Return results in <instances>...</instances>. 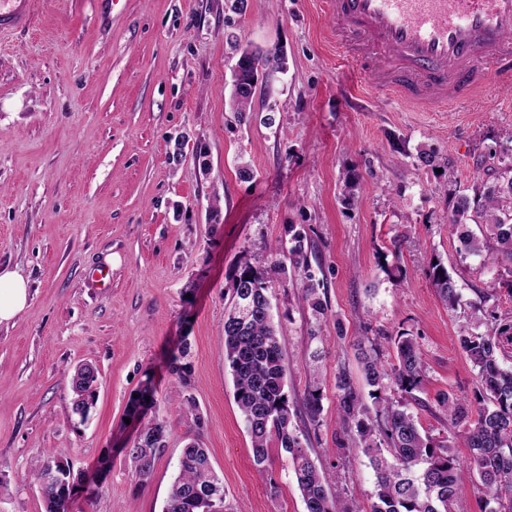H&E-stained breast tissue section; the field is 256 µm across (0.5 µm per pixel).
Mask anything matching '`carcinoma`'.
<instances>
[{
  "label": "carcinoma",
  "mask_w": 512,
  "mask_h": 512,
  "mask_svg": "<svg viewBox=\"0 0 512 512\" xmlns=\"http://www.w3.org/2000/svg\"><path fill=\"white\" fill-rule=\"evenodd\" d=\"M282 67L278 55L250 47L239 50L232 89L237 121H244L250 114L259 69L274 71ZM472 191L471 196L455 195L450 212V227L474 224L480 231L478 235L463 231L459 237L461 250L467 255L484 253L493 264L503 258L512 262V147L500 151L498 165ZM265 250L270 256L266 265L247 263L237 269L224 314V365L233 378L234 399L244 416L253 461L258 467L266 462L268 444L275 438L291 456L306 512H364L354 502L333 493L336 472L317 467L306 452L295 423L297 410L286 388V363L269 300L273 283L285 273L280 254L288 253L291 265L305 272L300 302L317 319L327 312L307 273L304 237L294 236L289 248L278 243L265 246ZM427 270L448 308L455 311L462 307L461 296L441 259L428 262ZM494 297L492 292L484 294L479 304L471 306L470 320L461 326V348L478 369L479 378L475 392L477 418L462 434L436 443L420 431L405 406L386 396L393 389L412 398L424 385L419 346L405 333L395 339L396 361L389 367L382 364L375 348L359 345L365 380L375 391L373 406L358 398L346 373L337 376L341 429L355 432L354 447L368 458L376 475L370 512H452L451 505L469 484L481 491L483 512H512V371L499 365L498 318L485 308ZM188 354L185 343L168 358L169 372L183 388L189 386L191 375ZM98 379L95 365L75 366L70 381L72 413L83 421L96 402ZM320 402L319 381L315 379L305 402L310 418L319 412ZM438 404L455 426L468 418L462 400L445 395ZM168 433L167 420L156 416L127 449L131 476L137 484L143 485L150 478L156 459L166 450ZM456 447L470 450L465 470L455 455ZM177 471L163 512H226L224 484L199 439L192 438L181 448ZM23 482L38 488L46 512H68L74 492L68 465L44 461Z\"/></svg>",
  "instance_id": "carcinoma-1"
}]
</instances>
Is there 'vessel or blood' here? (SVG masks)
Instances as JSON below:
<instances>
[{
  "label": "vessel or blood",
  "mask_w": 512,
  "mask_h": 512,
  "mask_svg": "<svg viewBox=\"0 0 512 512\" xmlns=\"http://www.w3.org/2000/svg\"><path fill=\"white\" fill-rule=\"evenodd\" d=\"M337 27L361 35L378 83L413 106L452 105L478 66L512 85V0H332ZM34 0H0V34L28 28Z\"/></svg>",
  "instance_id": "1"
}]
</instances>
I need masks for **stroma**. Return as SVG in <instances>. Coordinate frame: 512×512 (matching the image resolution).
<instances>
[{
    "label": "stroma",
    "instance_id": "stroma-1",
    "mask_svg": "<svg viewBox=\"0 0 512 512\" xmlns=\"http://www.w3.org/2000/svg\"><path fill=\"white\" fill-rule=\"evenodd\" d=\"M332 22L329 0H248L241 15L227 0H36L28 28L0 35V266L19 268L29 288L22 314L0 324V512H45L21 476L46 458L71 467L72 512H163L192 438L208 448L232 512H305L277 441L264 469L254 464L224 365L236 270L266 265L263 244L297 233L313 245L307 273L327 314L317 321L302 307L304 275L292 271L271 290L272 314L292 399L306 395L311 353L324 355L320 413L299 426L316 464L335 465L343 496L370 507L376 482L365 456L345 465L338 446V372L371 400L358 342L388 365L393 337L416 339L426 381L405 402L437 441L454 431L439 396L470 400L478 387L459 329L490 288L501 365L512 370V275L460 254L448 227L452 193L485 179L512 129V87L486 70L452 108L406 109L371 79L377 60L337 40ZM228 31L285 61L260 78L245 124L229 106ZM422 150L435 167L420 164ZM244 163L252 178H240ZM434 256L462 309L438 296ZM184 341L198 425L180 412L166 367ZM83 362L100 385L82 423L69 378ZM149 380L170 433L139 486L123 450L144 424L131 401Z\"/></svg>",
    "mask_w": 512,
    "mask_h": 512
}]
</instances>
